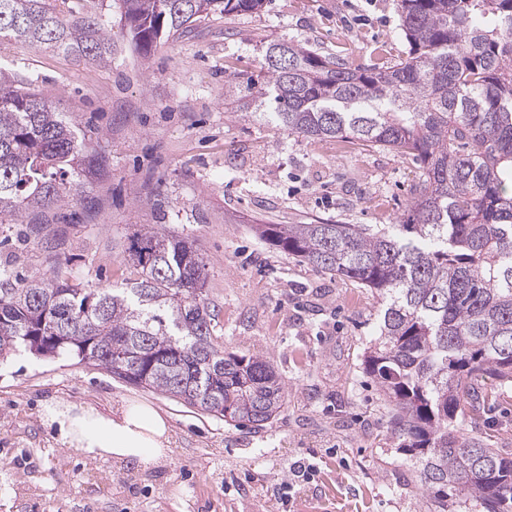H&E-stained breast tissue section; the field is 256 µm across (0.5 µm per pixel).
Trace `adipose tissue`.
I'll use <instances>...</instances> for the list:
<instances>
[{
  "instance_id": "1",
  "label": "adipose tissue",
  "mask_w": 512,
  "mask_h": 512,
  "mask_svg": "<svg viewBox=\"0 0 512 512\" xmlns=\"http://www.w3.org/2000/svg\"><path fill=\"white\" fill-rule=\"evenodd\" d=\"M46 418L67 448L91 459L148 465L168 452V427L151 404L139 403L104 414L95 409L54 406Z\"/></svg>"
}]
</instances>
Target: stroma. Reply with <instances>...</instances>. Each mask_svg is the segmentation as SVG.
Wrapping results in <instances>:
<instances>
[{"mask_svg": "<svg viewBox=\"0 0 512 512\" xmlns=\"http://www.w3.org/2000/svg\"><path fill=\"white\" fill-rule=\"evenodd\" d=\"M112 60L84 63L0 40V69L32 79L58 111L94 132L106 175L86 187L79 221L40 216L26 239L0 224V265L18 278L61 274L85 287L116 278L129 235L155 229L192 241L220 312L224 349L268 361L288 394L262 430L225 423L160 392L70 357L0 363V512H435L388 430L363 370L379 301L261 240L268 224H395L419 169L387 150L306 140L265 118L232 114L226 77L262 80L264 47L288 40L350 66L392 63L408 50L398 0H267L262 11L210 15L135 51L118 7L95 0ZM152 404L170 429L168 457L149 469L90 460L62 444L47 406L104 412ZM494 431L512 454V385L464 433ZM316 469L293 477L295 461ZM294 481L287 505L280 482Z\"/></svg>", "mask_w": 512, "mask_h": 512, "instance_id": "1", "label": "stroma"}]
</instances>
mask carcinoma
I'll list each match as a JSON object with an SVG mask.
<instances>
[{"label":"carcinoma","mask_w":512,"mask_h":512,"mask_svg":"<svg viewBox=\"0 0 512 512\" xmlns=\"http://www.w3.org/2000/svg\"><path fill=\"white\" fill-rule=\"evenodd\" d=\"M264 0H121V23L149 59L160 40L219 11ZM409 49L387 67H350L293 41L265 49L266 87L232 100L309 140L351 139L420 164L400 224H260V238L379 299L366 372L392 435L438 512L448 493L512 512V458L460 431L512 384V0H400ZM8 38L106 64L101 17L69 0H0ZM288 64L271 62L281 52ZM105 163L33 81L0 71V224H33L79 201ZM126 276L14 282L0 269V360L69 356L226 422L260 429L284 385L254 356L224 352L193 244L150 230L126 238Z\"/></svg>","instance_id":"obj_1"}]
</instances>
